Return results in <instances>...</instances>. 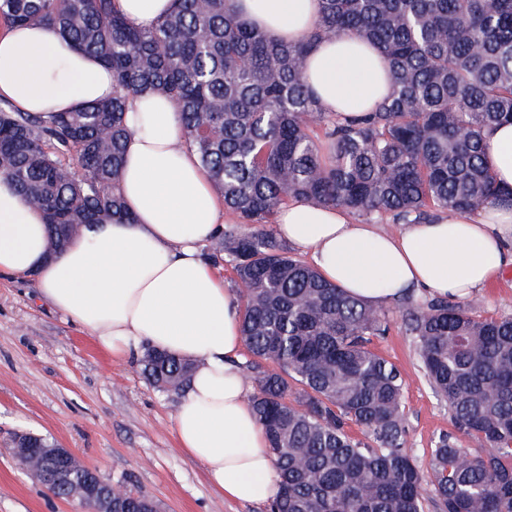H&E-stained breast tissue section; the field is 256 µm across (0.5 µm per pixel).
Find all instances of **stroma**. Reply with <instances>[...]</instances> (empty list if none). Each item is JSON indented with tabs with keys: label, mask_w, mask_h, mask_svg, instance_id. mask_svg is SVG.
<instances>
[{
	"label": "stroma",
	"mask_w": 512,
	"mask_h": 512,
	"mask_svg": "<svg viewBox=\"0 0 512 512\" xmlns=\"http://www.w3.org/2000/svg\"><path fill=\"white\" fill-rule=\"evenodd\" d=\"M468 304L483 316L512 313V267ZM406 310L402 302L386 307L388 331L375 349L406 381L408 446L422 462L454 425L424 375ZM179 399L143 376L139 354L115 359L100 349L44 298L35 277L0 276V512H75L15 461L11 439L20 431L70 449L103 480L124 482L161 512H269L265 504L225 500L204 466L182 451L174 432Z\"/></svg>",
	"instance_id": "obj_1"
}]
</instances>
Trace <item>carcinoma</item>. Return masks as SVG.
<instances>
[{
	"mask_svg": "<svg viewBox=\"0 0 512 512\" xmlns=\"http://www.w3.org/2000/svg\"><path fill=\"white\" fill-rule=\"evenodd\" d=\"M311 34L269 38L230 0H176L157 25L112 0H0L10 25H43L112 68V99L45 121L0 106V175L47 212L51 249L104 217L129 219L116 192L126 100L168 96L182 144L235 220L211 241L241 296L240 329L280 484L270 512H512V315L483 317L436 299L407 312L425 376L448 402L464 448L439 436L421 469L410 448L400 370L372 349L386 313L344 293L270 229L293 198L376 222L512 200L485 163L490 130L512 122V0H321ZM357 35L383 55L389 95L363 116L320 110L303 71L319 40ZM143 373L181 391L196 364L153 347ZM357 426L356 439L348 427ZM118 512L156 503L124 484Z\"/></svg>",
	"mask_w": 512,
	"mask_h": 512,
	"instance_id": "obj_1",
	"label": "carcinoma"
}]
</instances>
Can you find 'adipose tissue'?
<instances>
[{"label": "adipose tissue", "mask_w": 512, "mask_h": 512, "mask_svg": "<svg viewBox=\"0 0 512 512\" xmlns=\"http://www.w3.org/2000/svg\"><path fill=\"white\" fill-rule=\"evenodd\" d=\"M268 37L307 38L321 0H230ZM303 69L322 111L360 116L388 94L379 50L352 35L317 42ZM112 70L43 26L0 33V101L50 118L111 98ZM125 162L116 184L133 221L101 220L52 254L43 213L0 176V274L35 276L42 293L73 324L115 356L147 345L197 362L174 415L177 440L204 465L225 498L263 504L278 476L265 432L248 403L239 368L241 300L203 261L224 201L196 154L181 144L173 102L130 98ZM486 164L512 189V123L491 132ZM277 232L346 294L374 307L416 293L467 299L512 266V203L491 200L396 232L350 213L297 198L278 215Z\"/></svg>", "instance_id": "adipose-tissue-1"}]
</instances>
